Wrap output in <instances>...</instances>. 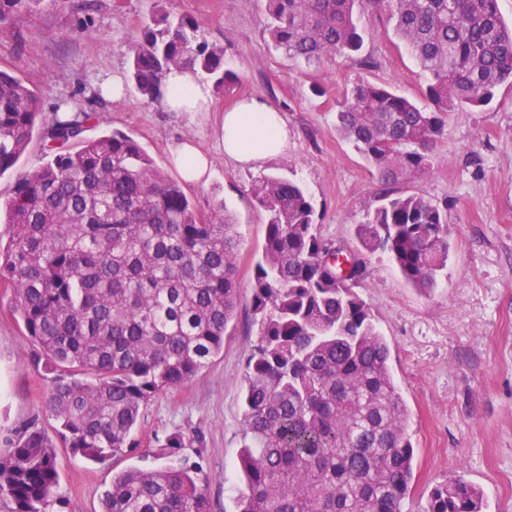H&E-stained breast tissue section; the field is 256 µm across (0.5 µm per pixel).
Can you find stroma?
Segmentation results:
<instances>
[{
	"label": "stroma",
	"instance_id": "35a3bbf8",
	"mask_svg": "<svg viewBox=\"0 0 512 512\" xmlns=\"http://www.w3.org/2000/svg\"><path fill=\"white\" fill-rule=\"evenodd\" d=\"M157 11L202 22L203 36L223 45L228 68L240 76L233 90L214 95L207 118L145 104L131 88L118 101L99 92L106 75H126L128 42ZM365 26L364 51L378 62L370 70L345 59L318 71L293 65L271 46L255 0H70L65 9L18 17L0 34V70L36 86L45 116L59 106L93 113L87 136L129 134L175 179L180 172L171 146L193 140L211 152L209 181L185 190L204 211L224 201L241 238L240 303L223 352L184 386L152 399L134 434L136 451L116 464L85 462L61 447L58 424L44 408L50 376L35 363L13 310L12 288L0 282V455L27 427L47 434L58 447L53 512H100V494L116 469L158 466V440L176 431L190 440L183 456L202 467L211 512H232L242 486L245 363L258 340L250 290L265 236L249 186L276 172L305 186L322 236L365 263L361 294L391 346L392 372L417 448L403 512H422L431 487L455 473L484 490L485 512H512V88L501 87L488 109L453 113L433 172L399 184L448 204L454 241L448 278L433 294L420 293L386 256L362 252L354 235L380 185L337 136L336 98L358 78L389 82L408 97L426 80L405 47L385 36L384 18L370 17ZM316 83L326 88L325 96L313 92ZM252 96L281 113L288 148L244 168L218 151L216 130L225 109Z\"/></svg>",
	"mask_w": 512,
	"mask_h": 512
}]
</instances>
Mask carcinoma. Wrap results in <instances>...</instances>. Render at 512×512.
I'll use <instances>...</instances> for the list:
<instances>
[{
	"label": "carcinoma",
	"instance_id": "obj_1",
	"mask_svg": "<svg viewBox=\"0 0 512 512\" xmlns=\"http://www.w3.org/2000/svg\"><path fill=\"white\" fill-rule=\"evenodd\" d=\"M43 0H0V26ZM275 50L318 68L359 55L356 14L386 15L427 77L413 98L363 79L336 100V134L385 185L355 237L386 253L423 293L448 276V206L393 188L430 174L456 111L482 109L512 87V24L498 0H262ZM190 16L157 13L128 47V81L159 104L167 75L189 69L222 92L240 81L224 46L200 39ZM93 114L54 113L0 70V177L33 139L43 162L17 176L0 204L8 242L0 279L52 374L45 406L66 447L97 463L135 448L144 407L184 385L224 349L239 301L240 238L224 202L197 208L183 184L132 136L85 139ZM265 214L251 306L259 339L246 360L236 512H402L413 480L409 410L390 349L358 292L365 266L344 275L334 242L315 222L307 191L280 174L254 180ZM183 433L158 441L164 463L128 467L100 497V512H210L199 464L178 458ZM54 444L28 428L0 456V512H51ZM482 491L456 474L429 492L424 512H483Z\"/></svg>",
	"mask_w": 512,
	"mask_h": 512
}]
</instances>
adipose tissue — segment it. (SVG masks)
<instances>
[{
    "mask_svg": "<svg viewBox=\"0 0 512 512\" xmlns=\"http://www.w3.org/2000/svg\"><path fill=\"white\" fill-rule=\"evenodd\" d=\"M163 107L200 116L212 109L210 92L191 71L174 70L166 79ZM216 137L221 153L243 167L277 157L288 146V130L280 113L257 98L225 111ZM170 156L186 181L196 184L208 179L211 159L194 143L175 145Z\"/></svg>",
    "mask_w": 512,
    "mask_h": 512,
    "instance_id": "obj_1",
    "label": "adipose tissue"
}]
</instances>
